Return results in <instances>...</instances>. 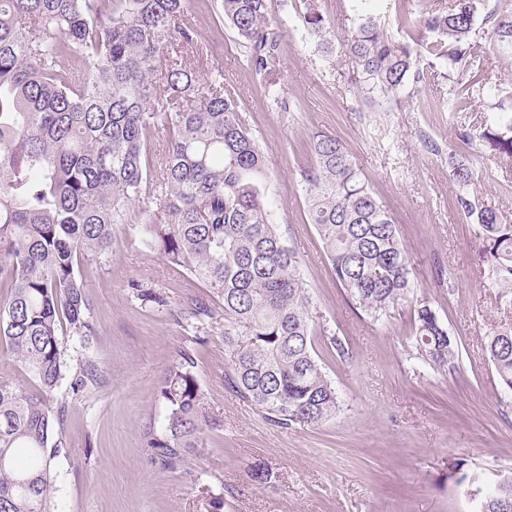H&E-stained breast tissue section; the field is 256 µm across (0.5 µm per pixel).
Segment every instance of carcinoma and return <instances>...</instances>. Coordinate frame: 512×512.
<instances>
[{"label": "carcinoma", "mask_w": 512, "mask_h": 512, "mask_svg": "<svg viewBox=\"0 0 512 512\" xmlns=\"http://www.w3.org/2000/svg\"><path fill=\"white\" fill-rule=\"evenodd\" d=\"M354 0L358 24L345 39L348 75L382 108L408 81L440 77L459 89L485 90L481 59L512 58V9L497 5L490 40L474 27L484 0H429L405 21L402 42ZM270 0H222L225 18L264 70L280 32ZM186 0H0V346L31 379L0 380V512H51V463L63 447L65 406L51 397L64 378V329L93 343L97 329L81 263L112 248V225L140 209L145 245L189 271L221 298L226 379L273 425L318 426L341 408L315 352L311 297L262 186V152L237 111L219 70L203 77L185 54L199 48ZM305 22L322 52L335 31L317 0ZM71 65L65 66L64 59ZM168 134L162 158L147 155L150 134ZM457 137L512 159V112L504 110ZM312 163L300 173L307 222L322 239L343 288L374 318L413 293L411 259L396 224L342 141L314 136ZM456 207L479 227L489 287L512 306V221L471 195L476 172L453 164ZM213 303L184 308L201 330ZM422 360L452 366L455 339L425 302L414 309ZM486 350L500 386L512 392V322L493 328ZM190 355L163 376L165 433L151 447L170 468L202 445L213 425ZM89 362L73 388L96 381ZM476 512L512 508V476L467 491Z\"/></svg>", "instance_id": "carcinoma-1"}]
</instances>
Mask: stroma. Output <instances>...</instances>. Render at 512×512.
Wrapping results in <instances>:
<instances>
[{"instance_id":"obj_1","label":"stroma","mask_w":512,"mask_h":512,"mask_svg":"<svg viewBox=\"0 0 512 512\" xmlns=\"http://www.w3.org/2000/svg\"><path fill=\"white\" fill-rule=\"evenodd\" d=\"M338 33L322 53L304 23L303 0H271L281 31L279 57L264 71L246 61L221 0H190L186 17L208 49L192 66H218L265 158L271 219L300 259L311 296L315 350L342 407L318 426L282 429L238 396L225 374L224 317L206 329L182 327L188 298L202 284L170 268L142 245L137 209L113 225L112 249L85 262L96 341L64 336L65 377L54 392L66 407L63 446L53 461L55 512H475L466 479L485 484L512 474V396L504 394L484 347L494 326L512 320L485 287L478 228L455 206V162L472 164L481 204L512 219V161L470 148L458 129L491 119L497 98L472 95L448 107L442 81L406 86L383 109L367 107L348 84L342 42L357 24L352 0H319ZM420 0H372L388 33L406 39L403 19ZM319 132L343 141L373 191L392 213L412 261L413 300L380 318L362 311L338 285L325 246L306 221L300 172ZM164 305L142 301L140 290ZM428 302L456 340L454 368L435 370L417 357L414 300ZM345 345V357L329 346ZM189 353L218 429L177 468L149 446L167 408L159 394L166 371ZM97 380L71 381L85 361ZM463 462L455 471L454 462ZM265 468V483L254 480Z\"/></svg>"}]
</instances>
